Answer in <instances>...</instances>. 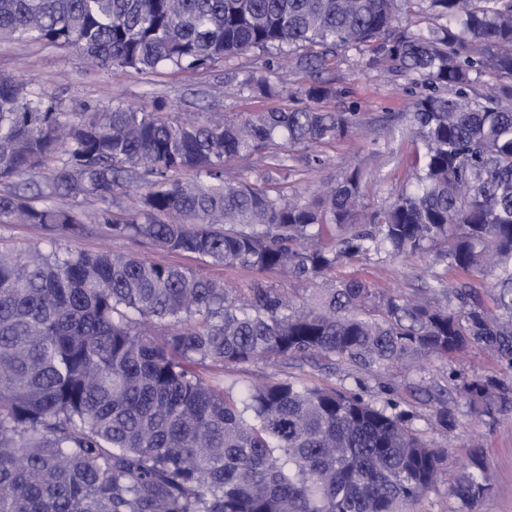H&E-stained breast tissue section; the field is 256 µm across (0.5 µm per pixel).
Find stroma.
Instances as JSON below:
<instances>
[{
	"instance_id": "stroma-1",
	"label": "stroma",
	"mask_w": 512,
	"mask_h": 512,
	"mask_svg": "<svg viewBox=\"0 0 512 512\" xmlns=\"http://www.w3.org/2000/svg\"><path fill=\"white\" fill-rule=\"evenodd\" d=\"M257 65L254 56L246 54L194 72H180L165 66L147 74L130 68L104 71L89 67L80 53L72 49L64 51L33 40L0 41V74L15 76L33 91L61 98L73 112L118 103L149 110L158 101L167 102L168 111L174 116L199 112L212 116L239 115L286 106L287 98L240 93L226 85L227 76ZM327 79L333 80L337 94L322 101V108L340 110L355 106L366 112L367 123L348 139L319 147L317 153L323 159L320 166L290 176L271 170L272 184L286 194L308 201L322 182L340 177L346 168L356 166L363 174L365 204L371 208L381 206L392 200L407 183L408 145L399 137L387 140L377 118L386 112L406 111L420 88L408 77L392 72L388 65L369 66L365 58L355 53L338 59L335 66L320 73L277 70L269 76L272 84L284 85L293 91ZM58 243L72 250L109 249L155 262L188 265L208 278L224 281L231 288H247L259 279L297 298L308 296L316 289L315 284L279 274L261 275L237 267L206 264L183 255L165 254L145 241L108 238L92 223L85 224L78 233L59 238ZM438 253V247L431 246L409 258L382 260L375 255L359 256L339 266L336 276L366 281L380 294L395 290L409 292L422 286L429 272L437 268ZM500 372L501 366L494 357L471 349L458 357L433 358L389 370H361L343 364L330 377L308 366L288 369L287 374L310 383L327 381L349 388L354 387L356 379L371 382L384 376L402 384L422 383L446 389L448 407L459 420L457 428L448 434L436 430L425 408L415 422L416 428L434 446L447 449L448 468L453 472L472 445H479L490 490L477 512H512V413L495 416L478 413L456 390L458 382L495 377Z\"/></svg>"
}]
</instances>
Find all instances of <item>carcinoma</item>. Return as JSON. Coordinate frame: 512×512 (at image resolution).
<instances>
[{
  "mask_svg": "<svg viewBox=\"0 0 512 512\" xmlns=\"http://www.w3.org/2000/svg\"><path fill=\"white\" fill-rule=\"evenodd\" d=\"M425 15V27H401ZM0 38L81 52L102 70L204 69L257 53L267 71H318L351 50L427 92L382 116L410 140L411 183L369 210L350 167L302 202L230 177L233 158L288 168L284 142L344 140L367 122L318 103L336 88L288 91L254 71L240 91L300 98L245 119L201 120L118 104L70 112L0 75V224L117 239L214 265L333 276L360 255L411 256L439 241L418 294L333 280L295 301L262 281L227 288L132 255L0 248V512H419L448 475V449L414 428L417 408L378 380L336 388L270 378L237 389L224 368L325 360L382 368L481 348L502 376L463 383L486 415L512 412V0H0ZM490 72L505 79L480 93ZM189 172L192 178L180 179ZM146 187L140 191V187ZM129 195L122 213L109 207ZM494 273L484 301L470 279ZM219 370L206 377L202 368ZM453 431L444 391L413 385ZM477 454L448 480L467 512L490 485Z\"/></svg>",
  "mask_w": 512,
  "mask_h": 512,
  "instance_id": "cac0c4a2",
  "label": "carcinoma"
}]
</instances>
